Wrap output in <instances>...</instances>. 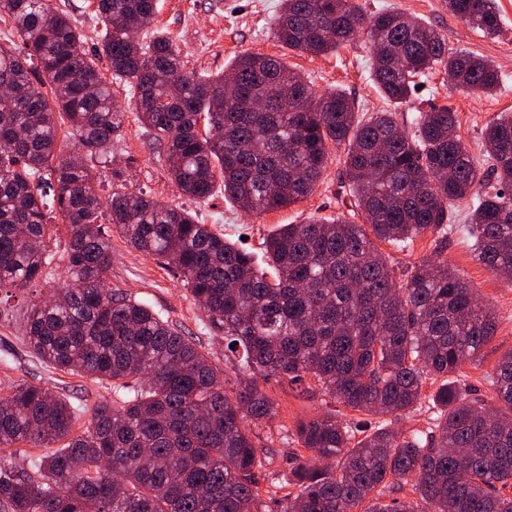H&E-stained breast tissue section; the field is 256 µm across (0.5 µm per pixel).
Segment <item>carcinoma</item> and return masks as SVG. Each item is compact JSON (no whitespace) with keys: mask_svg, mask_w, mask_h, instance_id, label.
Listing matches in <instances>:
<instances>
[{"mask_svg":"<svg viewBox=\"0 0 512 512\" xmlns=\"http://www.w3.org/2000/svg\"><path fill=\"white\" fill-rule=\"evenodd\" d=\"M104 26L94 53L52 0H0L18 41L0 45V288L24 289L56 260L74 282L37 302L24 340L43 361L117 382L73 434L78 409L52 389L21 383L0 396V448H59L31 468L0 462L5 512H512V353L490 386L502 407L468 397L454 375L479 361L493 338L492 309L438 256L396 277L376 242L406 248L452 229L448 210L472 200L464 231L474 259L512 275V115L483 131L504 188L486 180L446 106H431L404 132L392 112L359 114L342 90L315 95L280 59L243 53L224 76L184 71L161 32L148 42L157 0H96ZM488 37L501 31L490 0H444ZM271 34L288 49L328 55L361 37L373 47L370 77L396 105L417 78L442 72L476 96L501 74L471 53H448L441 34L391 9L356 0H282ZM111 65L106 78L96 63ZM132 91L145 132L166 148L168 174L192 199L224 197L252 214L309 196L329 147L344 148L348 194L363 223L310 218L264 241L266 268L252 252L186 209L120 186L99 194L96 166L108 162L124 112L112 83ZM207 127L201 131L199 125ZM58 220L66 251L50 248ZM177 273L210 330L224 337L248 376L229 392L191 338L146 305L106 287L110 231ZM311 376L339 406L365 415L409 412L429 397L434 429L402 433L386 423L351 425L331 413L301 423L283 495L260 494L257 436L248 423L275 412L258 379ZM334 460L319 466L312 458ZM408 484L414 498L360 505Z\"/></svg>","mask_w":512,"mask_h":512,"instance_id":"cac0c4a2","label":"carcinoma"}]
</instances>
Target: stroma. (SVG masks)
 I'll use <instances>...</instances> for the list:
<instances>
[{"label": "stroma", "mask_w": 512, "mask_h": 512, "mask_svg": "<svg viewBox=\"0 0 512 512\" xmlns=\"http://www.w3.org/2000/svg\"><path fill=\"white\" fill-rule=\"evenodd\" d=\"M357 2L369 12L395 8L418 17L442 34L449 50L489 59L502 76L500 88L492 96L478 98L455 89L437 72L423 78L421 89L415 91L409 104L390 106L370 78L371 46L367 41L360 40L332 54L315 57L288 50L273 40L270 28L281 0H159L150 28L139 31L137 38L148 41L156 30L169 34L181 49L185 71L198 76L227 72L235 57L244 52L274 55L304 75L315 94L343 90L356 101L362 113L390 108L399 124L407 128L418 110L432 104L448 105L457 114L459 133L469 152L473 157H481L486 124L500 113L512 112V0H493L501 18V33L493 39L453 16L446 10L444 0ZM53 4L76 22L85 36V50L93 51L102 30L96 17V0H53ZM112 95L126 113L122 132L112 144V163L99 171L101 189H108L116 176H123L129 190L181 206L226 239L244 244L259 262L264 259V237L279 225L299 224L311 217L358 220L359 215L345 192L344 151L340 148L331 149L326 171L312 195L280 209L254 215L237 208L220 190L206 200L182 196L168 175L163 152L130 111L128 89L113 85ZM467 212V204L455 205L450 218L455 229L448 236L429 233L417 239L409 250L400 251L388 243L382 244L381 250L399 274L406 267L431 258L434 252H442L493 309L497 322L493 339L483 348L479 362L464 365L455 378L462 388L476 393L494 408L498 401L488 380L499 360L512 352V281L496 276L474 260L471 239L456 229ZM64 282V270L59 267L25 293L0 302V393L10 392L19 383L51 388L79 408L80 417L74 426L79 433L84 430L93 405L112 398L111 387L43 362L30 352L22 335L27 307L62 287ZM108 286L148 305L189 336L223 374L227 384H234L240 368L224 340L208 329L199 304L171 271L135 251L118 233L112 236ZM259 387L274 401L275 415L254 425L253 431L261 438L263 471L268 479L276 481L287 474L288 459L298 447L297 425L335 410L337 404L310 376L301 387L279 378L260 381Z\"/></svg>", "instance_id": "obj_1"}]
</instances>
